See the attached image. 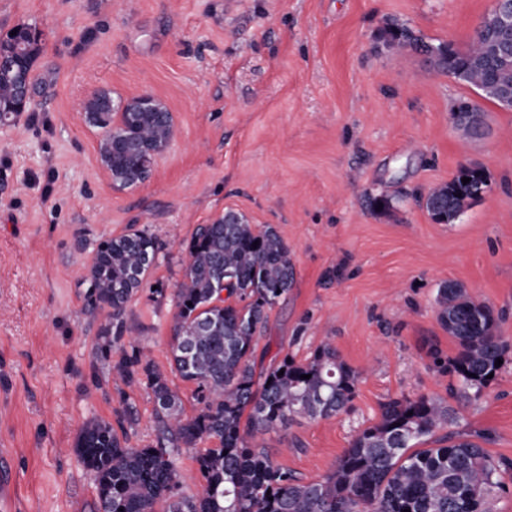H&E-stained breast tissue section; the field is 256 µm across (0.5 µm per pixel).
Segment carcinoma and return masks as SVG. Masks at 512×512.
<instances>
[{
	"instance_id": "obj_1",
	"label": "carcinoma",
	"mask_w": 512,
	"mask_h": 512,
	"mask_svg": "<svg viewBox=\"0 0 512 512\" xmlns=\"http://www.w3.org/2000/svg\"><path fill=\"white\" fill-rule=\"evenodd\" d=\"M381 36L392 48L420 45L435 72L479 91L494 75L512 84V69L493 68L482 25L463 48L421 44L394 22ZM25 38L26 28L19 27L0 41V55L14 57L13 70L0 74V123L29 108L20 103L15 86L31 82L40 48L16 53L15 44ZM144 99L143 109L85 106V121L102 132V161L122 188L149 177L153 159L173 133L166 107L150 95ZM485 187L480 170L461 169L431 188L424 205L434 221L450 224ZM188 253L174 289L170 346L174 369L195 385L200 410L192 417L184 415L167 377L124 321L128 302L156 262L157 241L145 230L131 229L94 248L87 301L93 309L109 310L110 317L101 350L107 354L127 342L112 370L127 385L150 390L155 404V442L147 448L129 446L103 419L81 430L76 453L94 475L102 512H154L159 501L167 503V512H489L500 465L480 442L449 430L461 416L439 397L383 402L378 420L358 431L319 481L304 482L274 461L258 441L287 428L295 417L329 419L345 412L355 398L359 372L324 342L303 361L286 354L255 373V336L295 280L288 246L273 227L258 229L242 213L228 210L198 227ZM436 305L439 323L458 345L447 371L458 377L461 399H476L489 383L486 376L498 372L496 360L509 350L497 333L499 317L458 283L438 288ZM212 439L219 447L197 458L201 494L181 496L177 457L182 449Z\"/></svg>"
}]
</instances>
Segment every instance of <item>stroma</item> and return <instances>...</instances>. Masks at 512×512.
<instances>
[{
  "label": "stroma",
  "instance_id": "obj_1",
  "mask_svg": "<svg viewBox=\"0 0 512 512\" xmlns=\"http://www.w3.org/2000/svg\"><path fill=\"white\" fill-rule=\"evenodd\" d=\"M492 0H0V41L42 32L26 112L0 125V480L15 512H99L94 477L74 451L93 419L116 421L131 446L153 443L150 391L101 352L106 312L86 305L92 250L144 229L156 263L125 320L166 375L186 415L194 384L171 367L173 293L199 225L226 210L272 226L295 281L256 339L257 369L285 352L304 360L328 341L360 371L347 413L295 419L263 446L304 481L326 476L391 397L453 401L435 358L457 353L436 293L458 283L501 314L512 343V110L435 73L414 47H387L394 20L430 44L467 45ZM148 94L173 118L148 180L113 185L101 133L83 105ZM467 100L485 134L452 117ZM488 187L451 224L423 195L461 165ZM462 432L512 462V352Z\"/></svg>",
  "mask_w": 512,
  "mask_h": 512
}]
</instances>
